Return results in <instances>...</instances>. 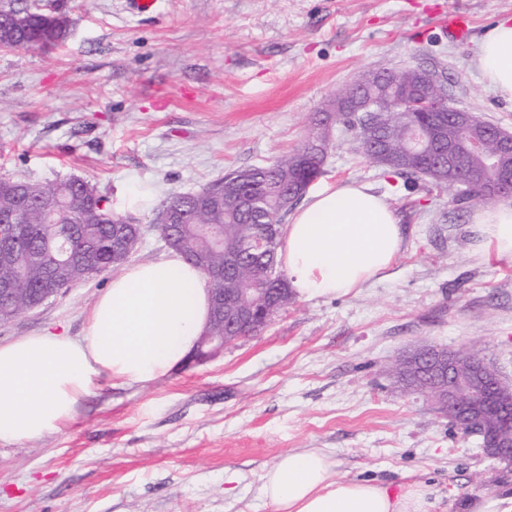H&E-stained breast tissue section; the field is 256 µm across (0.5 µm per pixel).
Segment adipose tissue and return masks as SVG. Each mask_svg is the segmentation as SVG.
<instances>
[{"mask_svg":"<svg viewBox=\"0 0 512 512\" xmlns=\"http://www.w3.org/2000/svg\"><path fill=\"white\" fill-rule=\"evenodd\" d=\"M477 66L512 100V19L482 39ZM486 249L512 260V200L473 216ZM403 229L370 187L353 181L311 192L284 228L280 252L299 296L342 295L383 276L399 253ZM202 271L175 253L126 267L94 304L83 340L24 336L0 345V442L59 432L100 380L143 383L184 363L208 322ZM279 512H430L420 484L392 491L373 479H340L318 450L288 452L262 476Z\"/></svg>","mask_w":512,"mask_h":512,"instance_id":"1","label":"adipose tissue"}]
</instances>
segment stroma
Wrapping results in <instances>:
<instances>
[{"mask_svg": "<svg viewBox=\"0 0 512 512\" xmlns=\"http://www.w3.org/2000/svg\"><path fill=\"white\" fill-rule=\"evenodd\" d=\"M65 44L0 50V173L79 177L145 232L129 264L168 249L150 224L171 194L300 148L314 117L359 74L421 66L451 106L512 132V101L476 66L512 0H61ZM460 11L467 39L440 18ZM355 181L393 209L402 250L349 294L296 298L260 333L148 383L101 381L63 431L0 442V512H277L262 475L289 451L319 449L340 478L428 486L432 512L512 492L480 440L385 366L434 344L476 350L512 381V262L480 247L475 205L401 178L331 130L318 185ZM104 272L0 322V344L82 339Z\"/></svg>", "mask_w": 512, "mask_h": 512, "instance_id": "obj_1", "label": "stroma"}]
</instances>
